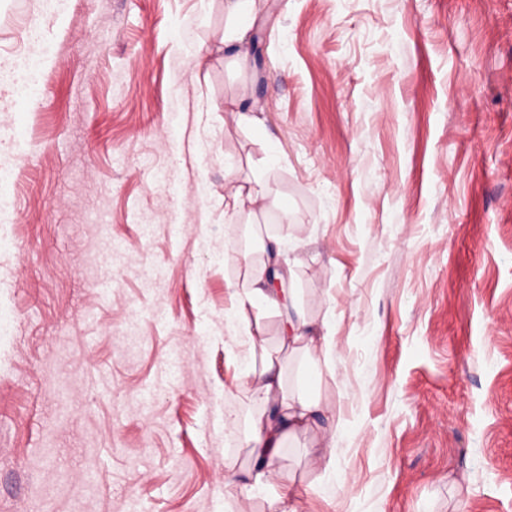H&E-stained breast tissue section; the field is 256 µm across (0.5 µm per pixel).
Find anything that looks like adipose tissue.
<instances>
[{"label":"adipose tissue","mask_w":512,"mask_h":512,"mask_svg":"<svg viewBox=\"0 0 512 512\" xmlns=\"http://www.w3.org/2000/svg\"><path fill=\"white\" fill-rule=\"evenodd\" d=\"M224 199V213L231 217L244 214L253 220L266 210L265 189L258 178L232 184ZM278 255L277 242L256 237L231 292L234 332L247 337L251 355L258 358L248 371L252 384L245 396L256 406L247 445L261 466L255 472H230L228 478L242 480L253 491L265 489L277 478L285 438L313 426L322 431V451L317 461L331 467L336 437L343 426L341 416L326 414L318 394L324 373L334 369L333 328L327 321L312 322L299 310L294 289L286 285L290 271L281 267ZM272 316L279 320V336L276 348L271 350L266 345L265 321ZM284 351L302 354L309 370L306 383L290 394L284 389L283 367L278 359Z\"/></svg>","instance_id":"obj_1"}]
</instances>
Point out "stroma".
<instances>
[{
	"instance_id": "obj_1",
	"label": "stroma",
	"mask_w": 512,
	"mask_h": 512,
	"mask_svg": "<svg viewBox=\"0 0 512 512\" xmlns=\"http://www.w3.org/2000/svg\"><path fill=\"white\" fill-rule=\"evenodd\" d=\"M227 6L26 0L46 62L0 89V512H269L224 484L255 411L229 171L261 176V234L336 329L335 466L317 429L286 439L289 512H512V0H255L224 50Z\"/></svg>"
}]
</instances>
